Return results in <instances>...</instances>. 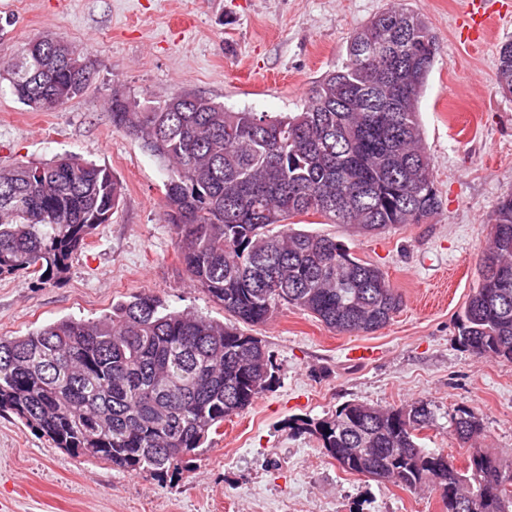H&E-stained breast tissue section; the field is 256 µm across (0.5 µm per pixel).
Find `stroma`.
Instances as JSON below:
<instances>
[{
    "instance_id": "1",
    "label": "stroma",
    "mask_w": 512,
    "mask_h": 512,
    "mask_svg": "<svg viewBox=\"0 0 512 512\" xmlns=\"http://www.w3.org/2000/svg\"><path fill=\"white\" fill-rule=\"evenodd\" d=\"M394 0H0V60L32 37H59L87 62L84 92L56 110L21 104L0 69V165L73 153L111 171L123 198L71 258L60 280L19 271L0 277V336L63 318L96 319L140 293L177 310L224 319L181 263L162 220L169 170L142 139L112 126V95L164 100L192 91L238 111H301L312 83L346 58L350 34ZM446 48L419 100L441 209L428 224L365 235L347 224L297 219L379 266L403 295L391 322L367 335L330 331L283 306L251 328L271 356L275 381L249 409L225 420L182 473L158 479L83 462L15 415H0V502L11 512H445L427 488L406 490L345 472L315 434L347 401L401 408L424 399L437 420L420 435L465 468L452 417L479 415L478 445L512 467V362L476 358L459 341L465 303L479 281L501 194L512 188V96L495 64L512 41V0H488L492 36L459 41L466 0H403ZM374 350L360 361L353 349Z\"/></svg>"
}]
</instances>
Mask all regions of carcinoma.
I'll list each match as a JSON object with an SVG mask.
<instances>
[{"mask_svg":"<svg viewBox=\"0 0 512 512\" xmlns=\"http://www.w3.org/2000/svg\"><path fill=\"white\" fill-rule=\"evenodd\" d=\"M442 52L422 15L394 6L349 36L346 62L313 83L299 112L229 111L192 92L159 104L113 95L112 127L168 164L164 222L191 281L229 320L141 293L96 320L0 336V414L75 458L162 479L272 386L265 345L241 326L287 305L339 334L384 328L403 304L385 273L331 236L284 223L311 214L371 234L437 213L418 102ZM79 63L67 42L32 38L8 69L12 94L52 111L89 84ZM495 80L512 90L511 41L499 49ZM121 198L108 169L72 154L1 166L0 276L60 277ZM488 257L497 272L481 271L460 342L477 357L512 362V189L494 211L480 261ZM435 422L425 401L396 409L352 401L296 429L316 434L349 473L438 492L446 512H512V470L480 448L464 471L422 448L418 434ZM453 427L464 447L483 433L471 410Z\"/></svg>","mask_w":512,"mask_h":512,"instance_id":"obj_1","label":"carcinoma"}]
</instances>
